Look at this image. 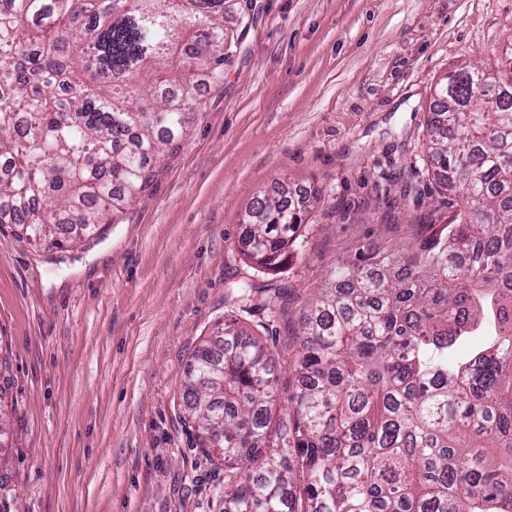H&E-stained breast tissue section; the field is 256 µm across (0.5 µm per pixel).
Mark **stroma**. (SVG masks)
<instances>
[{
  "mask_svg": "<svg viewBox=\"0 0 512 512\" xmlns=\"http://www.w3.org/2000/svg\"><path fill=\"white\" fill-rule=\"evenodd\" d=\"M510 44L512 0H253L223 79L115 223L60 247L0 225V512H224V468L189 447L177 402L226 286L300 305L337 258L447 219L425 149L436 84ZM281 185L322 201L271 277L247 266L241 219Z\"/></svg>",
  "mask_w": 512,
  "mask_h": 512,
  "instance_id": "1",
  "label": "stroma"
}]
</instances>
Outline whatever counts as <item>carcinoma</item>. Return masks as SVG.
<instances>
[{"label":"carcinoma","mask_w":512,"mask_h":512,"mask_svg":"<svg viewBox=\"0 0 512 512\" xmlns=\"http://www.w3.org/2000/svg\"><path fill=\"white\" fill-rule=\"evenodd\" d=\"M251 8L4 0L0 224L42 241L122 212L186 135L200 79L224 75ZM436 92L427 159L461 197L448 221L337 259L295 324L288 289H225L224 335L187 360L179 420L224 465V512H512V67L455 68ZM318 199L256 200L252 269L280 272ZM283 325L300 339L286 397L268 344Z\"/></svg>","instance_id":"carcinoma-1"}]
</instances>
